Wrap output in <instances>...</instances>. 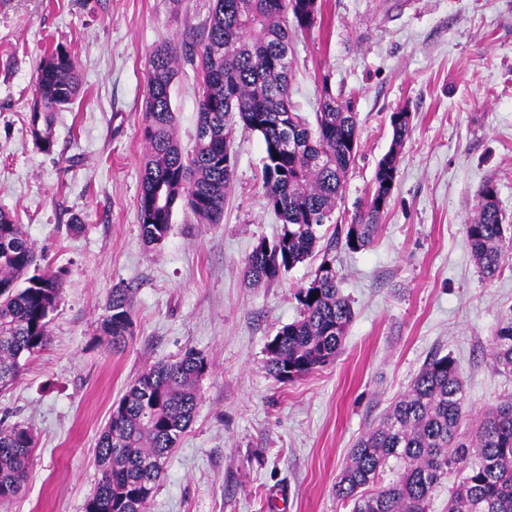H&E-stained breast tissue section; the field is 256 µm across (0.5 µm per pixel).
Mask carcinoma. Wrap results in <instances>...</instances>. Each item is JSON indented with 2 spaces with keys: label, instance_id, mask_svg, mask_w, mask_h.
I'll list each match as a JSON object with an SVG mask.
<instances>
[{
  "label": "carcinoma",
  "instance_id": "obj_1",
  "mask_svg": "<svg viewBox=\"0 0 512 512\" xmlns=\"http://www.w3.org/2000/svg\"><path fill=\"white\" fill-rule=\"evenodd\" d=\"M310 0H213L198 41L167 43L149 59L139 219L144 242L157 247L168 236L174 208L191 211L204 224L224 216L233 171L225 165L229 130L235 124L263 141L261 181L269 208L283 224L271 243L262 239L245 260L252 284L270 283L314 256L332 222L359 139L357 113L323 88L315 125L290 98L288 49L293 35L318 22ZM196 65L199 104L195 144L183 152L174 134L171 85L180 56ZM82 82L68 51L44 58L36 77L28 135L45 154L55 149L54 115L81 93ZM392 145L379 160L371 194L349 224H335L314 279L297 289L299 317L267 343V369L280 383L293 382L336 359L353 308L328 252H350L373 243L388 207L408 136L410 114L390 117ZM295 147H287L288 140ZM495 186L479 193L466 239L487 281L512 258V235ZM63 277L40 270L36 248L23 225L0 211V393L18 381L26 361L49 342L51 314ZM128 288L112 289L99 330L112 348L125 347L133 328ZM495 368L512 373V308L491 341ZM201 352L188 348L172 361L156 362L128 386L97 439L100 478L83 512H144L199 403L197 383L207 372ZM36 440L24 425L0 428V505L22 489ZM448 512H512V397L469 421L460 368L449 355L431 356L380 422L350 450L335 485L351 512H429L435 490L448 475Z\"/></svg>",
  "mask_w": 512,
  "mask_h": 512
}]
</instances>
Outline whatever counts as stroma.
<instances>
[{
	"label": "stroma",
	"mask_w": 512,
	"mask_h": 512,
	"mask_svg": "<svg viewBox=\"0 0 512 512\" xmlns=\"http://www.w3.org/2000/svg\"><path fill=\"white\" fill-rule=\"evenodd\" d=\"M318 2L320 24L288 55L291 101L311 120L327 89L358 114L336 217L350 221L371 192L391 114L409 112L411 124L374 243L334 252L354 309L343 349L282 384L266 370V345L298 317L294 292L319 261L271 284L244 279L247 256L282 227L260 180L261 137L232 129L221 223L178 207L161 248L140 236L147 61L200 34L212 0H0V210L63 274L47 348L0 394V424L37 439L22 492L0 512H83L113 404L147 366L189 347L209 368L145 512H349L334 486L351 448L436 353L457 360L471 415L512 396V374L489 355L512 306V261L484 280L464 230L489 181L512 225V0ZM55 46L71 53L84 92L56 112L48 155L27 118ZM198 101L196 70L180 61L171 104L187 150ZM118 286L133 291V334L115 351L96 327Z\"/></svg>",
	"instance_id": "stroma-1"
}]
</instances>
